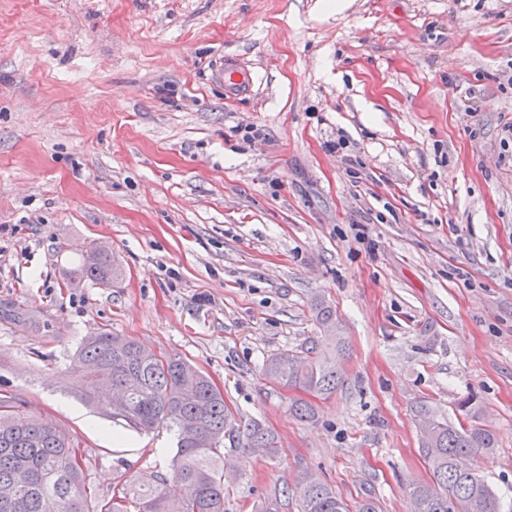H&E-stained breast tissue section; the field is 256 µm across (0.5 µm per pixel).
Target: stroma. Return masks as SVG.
<instances>
[{
    "instance_id": "obj_1",
    "label": "stroma",
    "mask_w": 512,
    "mask_h": 512,
    "mask_svg": "<svg viewBox=\"0 0 512 512\" xmlns=\"http://www.w3.org/2000/svg\"><path fill=\"white\" fill-rule=\"evenodd\" d=\"M324 2L0 0V397L74 436L97 497L174 447L73 394L107 331L277 434L275 459L225 436L226 512H297L307 473L408 512L419 407L456 425L469 395L497 440L470 464L512 512V0ZM229 56L260 76L235 102ZM100 243L107 283L80 275ZM319 298L350 356L301 422L262 363L311 346Z\"/></svg>"
}]
</instances>
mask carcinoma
<instances>
[{"label": "carcinoma", "mask_w": 512, "mask_h": 512, "mask_svg": "<svg viewBox=\"0 0 512 512\" xmlns=\"http://www.w3.org/2000/svg\"><path fill=\"white\" fill-rule=\"evenodd\" d=\"M86 278L106 282L115 269L110 254L90 250L82 265ZM325 347L276 353L263 364L266 381L322 400L344 385L336 361L348 351L336 334V311L314 304ZM74 395L94 405L112 390V419L137 432L167 428L175 435L170 477L153 474L121 484L109 498L88 493L83 459L73 437L44 423L16 399L0 398V512H225L224 452L221 445L231 419L224 393L188 362L159 356L126 336L103 332L83 339L72 365ZM295 418L315 416L312 403L297 399ZM421 454L431 482L409 490L410 512H501L498 498L468 461L495 448L493 433L478 425L457 428L429 408L419 411ZM242 451L280 452L277 435L257 420L244 424ZM298 512H382L366 495L350 505L336 488L313 474L297 483Z\"/></svg>", "instance_id": "1"}]
</instances>
